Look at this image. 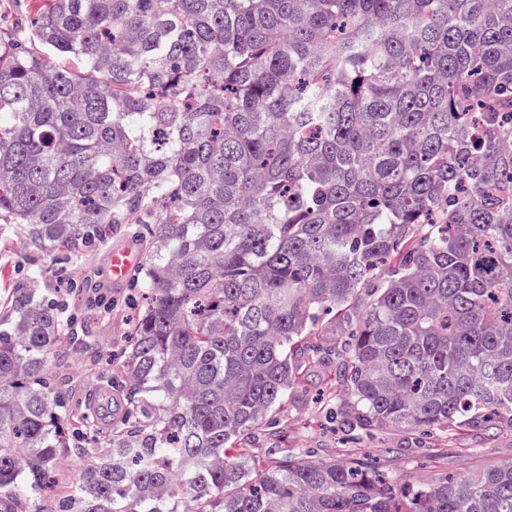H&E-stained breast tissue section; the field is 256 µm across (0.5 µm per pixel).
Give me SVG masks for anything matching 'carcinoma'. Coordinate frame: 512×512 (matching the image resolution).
I'll use <instances>...</instances> for the list:
<instances>
[{"mask_svg":"<svg viewBox=\"0 0 512 512\" xmlns=\"http://www.w3.org/2000/svg\"><path fill=\"white\" fill-rule=\"evenodd\" d=\"M37 2L0 35V224L145 225V305L93 456L63 307L12 290L0 512H512L511 462L407 488L246 448L311 365L350 432L512 424V0Z\"/></svg>","mask_w":512,"mask_h":512,"instance_id":"obj_1","label":"carcinoma"}]
</instances>
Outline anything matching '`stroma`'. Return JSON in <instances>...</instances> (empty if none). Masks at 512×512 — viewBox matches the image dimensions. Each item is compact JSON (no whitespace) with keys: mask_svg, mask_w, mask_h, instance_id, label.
I'll return each mask as SVG.
<instances>
[{"mask_svg":"<svg viewBox=\"0 0 512 512\" xmlns=\"http://www.w3.org/2000/svg\"><path fill=\"white\" fill-rule=\"evenodd\" d=\"M145 250V231L139 224H122L105 241L69 257L43 252L31 243L20 224H0V300L18 284L35 288L38 295L58 298L73 282L87 285V295L69 302L75 335L90 334L91 351L65 345L54 368L56 382L68 404L108 392L110 357L120 356L131 328V294L135 276L114 285L110 270L113 249ZM301 388L292 391L275 412V424L252 442L255 455L273 461L292 453L314 460L353 461L369 458L379 474L404 486L433 483L440 478L468 476L512 462V428L457 432H410L389 425L367 434L337 428L327 414L328 403L349 402L348 392L331 385L322 368L304 369Z\"/></svg>","mask_w":512,"mask_h":512,"instance_id":"stroma-1","label":"stroma"}]
</instances>
